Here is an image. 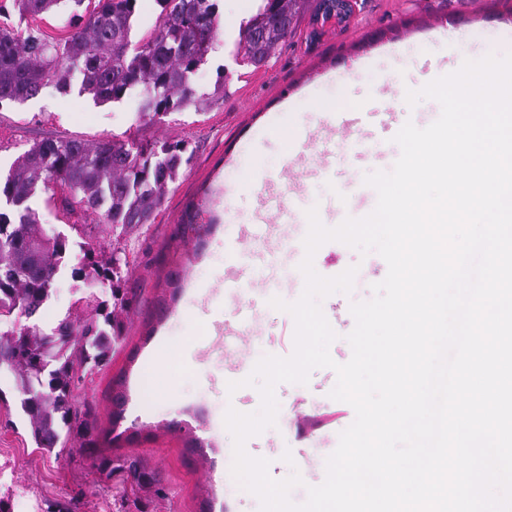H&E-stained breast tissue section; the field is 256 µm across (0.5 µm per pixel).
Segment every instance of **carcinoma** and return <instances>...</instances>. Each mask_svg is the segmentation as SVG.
I'll list each match as a JSON object with an SVG mask.
<instances>
[{
  "mask_svg": "<svg viewBox=\"0 0 512 512\" xmlns=\"http://www.w3.org/2000/svg\"><path fill=\"white\" fill-rule=\"evenodd\" d=\"M138 0H13L20 32L0 27V104L23 103L46 86L97 104L120 103L135 94L140 117L151 124L190 107L200 108L193 76L205 64L220 33L216 0H155L153 31L137 43L131 32ZM240 27L243 63L258 68L295 28L298 0H261ZM70 12L72 31L50 37L31 21ZM188 142L143 139L87 143L69 138L34 143L0 177V357L10 359L23 395L20 407L36 448L52 453L72 438L91 443L90 411L77 406L75 390L85 375L107 365L123 339V314L135 301L124 287L119 256L105 261L87 224H74L78 239L49 237L39 224L33 197L60 196L68 214L91 215L99 224L126 230L151 223L184 162ZM80 256L70 264L71 253ZM88 287L74 308L43 331L37 317L51 298L56 276ZM109 285L100 296L98 285ZM110 478L123 474L131 491L163 494L157 473L136 458L99 459Z\"/></svg>",
  "mask_w": 512,
  "mask_h": 512,
  "instance_id": "1",
  "label": "carcinoma"
}]
</instances>
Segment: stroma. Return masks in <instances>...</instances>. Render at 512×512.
Listing matches in <instances>:
<instances>
[{
    "mask_svg": "<svg viewBox=\"0 0 512 512\" xmlns=\"http://www.w3.org/2000/svg\"><path fill=\"white\" fill-rule=\"evenodd\" d=\"M317 2L307 0L293 33L254 69L237 59L246 0H217L220 35L193 86L203 95L223 81L224 100L173 114L162 126L140 120L135 104L97 106L52 86L24 103L0 105L4 171L45 138L185 140L192 152L153 223L124 232L105 225L94 230L102 258L125 250V285L135 295L111 362L76 392L91 408L94 447L70 441L50 454L34 448L15 374L0 366V496L9 498L12 512H46L55 500L70 503L72 512H116L121 486L97 471L100 455L134 457L157 470L164 493H142L148 512H260L258 498L231 474L233 438L225 413L257 412L261 397L254 385L228 389L224 311L240 301L253 305L254 328L240 356L244 375L263 356H290L294 319L270 301L292 303L301 291L269 276L261 256L244 254L242 244L261 223L284 239L306 232L301 222L277 223L265 197L276 195L301 216L312 208L326 215L330 202L346 200L349 187L364 185L372 172L390 171L400 156L389 140L378 163L344 161L348 134L337 127V113L380 104L401 122L426 127L441 107L430 98L408 104V91L441 77L445 64L497 55L512 45V0H357L348 23L315 28L310 18ZM194 209L199 231L179 233ZM352 266L351 291L320 302L337 335L329 351L340 364L352 354L350 306L372 298L373 284L388 267L378 253L337 241L314 257L325 277ZM229 273L246 283L240 298L224 294ZM336 382L333 369L317 368L308 384H278L280 418L245 445L249 455L269 460L273 479L299 472L303 483L290 493L298 504L308 487L324 481L326 459L355 418L349 404L330 398ZM295 411L324 418L312 440L296 438L287 420ZM301 451L306 464L295 469L284 461V453Z\"/></svg>",
    "mask_w": 512,
    "mask_h": 512,
    "instance_id": "stroma-1",
    "label": "stroma"
}]
</instances>
